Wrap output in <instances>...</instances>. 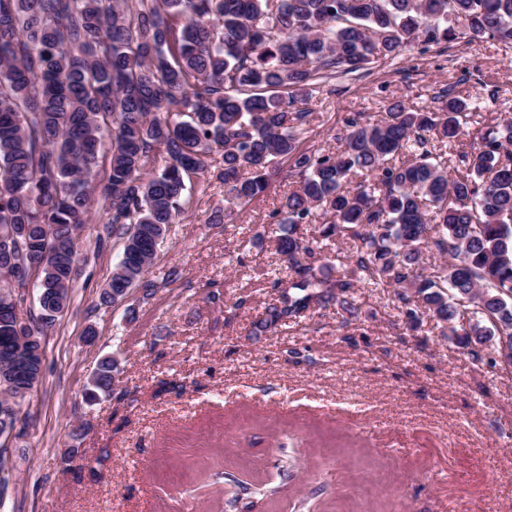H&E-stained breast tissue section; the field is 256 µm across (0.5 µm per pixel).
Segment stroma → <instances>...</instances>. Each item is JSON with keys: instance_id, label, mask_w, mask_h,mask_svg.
<instances>
[{"instance_id": "obj_1", "label": "stroma", "mask_w": 512, "mask_h": 512, "mask_svg": "<svg viewBox=\"0 0 512 512\" xmlns=\"http://www.w3.org/2000/svg\"><path fill=\"white\" fill-rule=\"evenodd\" d=\"M447 89L479 103L467 125L479 137L512 113V48L415 46L324 78L300 145L337 149L345 115L397 100L437 111ZM222 169L213 150L145 273L149 298L134 288L101 304L124 239L104 235L95 210L72 302L44 331L43 377L8 444L0 512H512V368L472 362L429 314L406 324L392 285L358 288L348 322L331 306L260 328L276 296L271 231L297 185L280 175L216 224ZM240 296L248 305L233 309ZM109 356L117 382L87 404ZM68 448L83 462H66Z\"/></svg>"}]
</instances>
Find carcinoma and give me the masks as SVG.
<instances>
[{"label": "carcinoma", "instance_id": "carcinoma-1", "mask_svg": "<svg viewBox=\"0 0 512 512\" xmlns=\"http://www.w3.org/2000/svg\"><path fill=\"white\" fill-rule=\"evenodd\" d=\"M487 39L512 48V0H0V304L13 298L9 268L91 218L125 235L100 295L157 284L144 279L170 224L185 214L190 177L222 150L224 212L264 196L283 160L299 189L278 224L277 297L260 327L332 304L350 312L363 283H395L410 324L420 307L448 338L482 361L478 347L512 352V115L459 154L453 174L430 140L466 135L469 102L439 96L437 112L401 102L344 120V150L304 151L298 107L327 75L357 76L417 42ZM106 179L94 183L105 137ZM158 172L146 166L155 154ZM361 180L352 183V176ZM327 222L310 227L314 210ZM353 242L343 272L321 240ZM450 259L427 271L423 252ZM77 251L43 268L38 325L70 305ZM0 313V352L19 343ZM114 359L92 374L86 400L112 390Z\"/></svg>", "mask_w": 512, "mask_h": 512}]
</instances>
